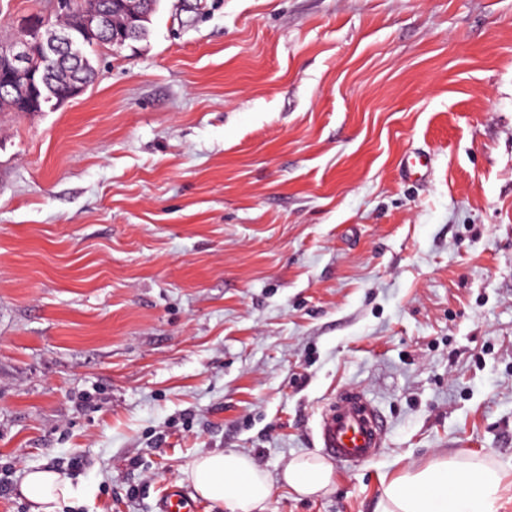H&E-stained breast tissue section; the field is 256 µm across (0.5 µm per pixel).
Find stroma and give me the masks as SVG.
I'll return each mask as SVG.
<instances>
[{
	"instance_id": "1",
	"label": "stroma",
	"mask_w": 512,
	"mask_h": 512,
	"mask_svg": "<svg viewBox=\"0 0 512 512\" xmlns=\"http://www.w3.org/2000/svg\"><path fill=\"white\" fill-rule=\"evenodd\" d=\"M49 0H0V39ZM81 95L0 112V512H157L234 450L269 512H373L439 455L512 512V0H160ZM430 157L427 180L404 154ZM345 389L388 423L282 483ZM283 479L299 495H316L327 492L333 485V469L315 456H299L288 464ZM20 492L33 504L31 512H62V505L81 493L57 471L48 468L27 471Z\"/></svg>"
}]
</instances>
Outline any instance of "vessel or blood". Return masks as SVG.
<instances>
[{
	"label": "vessel or blood",
	"instance_id": "b4317fda",
	"mask_svg": "<svg viewBox=\"0 0 512 512\" xmlns=\"http://www.w3.org/2000/svg\"><path fill=\"white\" fill-rule=\"evenodd\" d=\"M388 433L383 416L356 390L345 392L323 409L317 437L325 456L336 464L359 466L374 460L384 448ZM196 504L182 490L169 486L160 512H195Z\"/></svg>",
	"mask_w": 512,
	"mask_h": 512
}]
</instances>
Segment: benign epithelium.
I'll use <instances>...</instances> for the list:
<instances>
[{
    "label": "benign epithelium",
    "mask_w": 512,
    "mask_h": 512,
    "mask_svg": "<svg viewBox=\"0 0 512 512\" xmlns=\"http://www.w3.org/2000/svg\"><path fill=\"white\" fill-rule=\"evenodd\" d=\"M120 6L128 20L127 31L120 38L126 39L138 34L153 4L152 0H120ZM52 7L75 12L84 33L100 30L104 25L101 0H53ZM72 44L69 32L50 27L47 17H31L12 39L0 41V68L5 73L4 79H0V99L19 102L24 93L23 83L41 67L53 69L61 51L72 48Z\"/></svg>",
    "instance_id": "1"
}]
</instances>
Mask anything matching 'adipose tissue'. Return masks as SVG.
I'll return each mask as SVG.
<instances>
[{
	"mask_svg": "<svg viewBox=\"0 0 512 512\" xmlns=\"http://www.w3.org/2000/svg\"><path fill=\"white\" fill-rule=\"evenodd\" d=\"M184 474L198 497L229 512H267L271 479L243 453L198 456ZM283 479L297 494L316 495L331 488L333 469L317 457L299 456L288 464ZM501 484L495 464L475 456L445 455L389 481L374 512H495ZM20 492L32 503V512H60L79 494L48 468L27 471Z\"/></svg>",
	"mask_w": 512,
	"mask_h": 512,
	"instance_id": "adipose-tissue-1",
	"label": "adipose tissue"
}]
</instances>
